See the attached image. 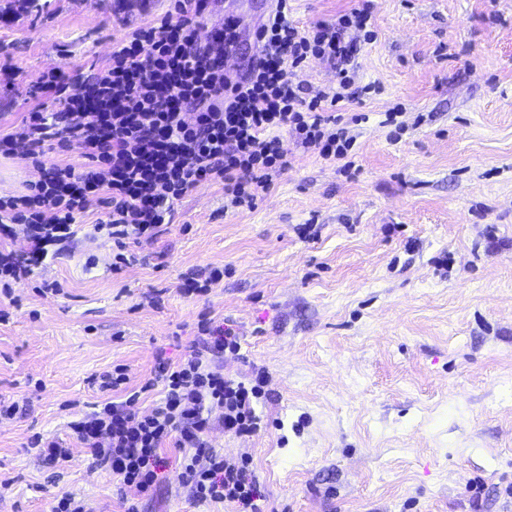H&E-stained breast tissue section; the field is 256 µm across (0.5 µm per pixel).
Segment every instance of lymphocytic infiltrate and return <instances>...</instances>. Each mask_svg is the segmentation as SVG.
Instances as JSON below:
<instances>
[{"label": "lymphocytic infiltrate", "mask_w": 512, "mask_h": 512, "mask_svg": "<svg viewBox=\"0 0 512 512\" xmlns=\"http://www.w3.org/2000/svg\"><path fill=\"white\" fill-rule=\"evenodd\" d=\"M206 7L207 0H171L163 17L128 32L88 75L70 81L53 68L40 76L41 104L0 134V157L27 143L25 157L40 173L22 194L0 198V235L22 224L29 242L23 255L0 249L1 283L27 275L48 246L71 241L96 204L105 213L93 228L111 239L116 272L130 262L129 245L156 239L176 204L200 183L223 184L230 207H254L290 165L282 134L323 159H347L355 138L334 109L362 93L353 62L360 42L375 37L369 7L303 28L290 18L288 0H276L254 32L248 70L238 74L222 63L238 43L233 18L224 20L221 47L196 37L194 21ZM313 58L333 66L334 87L315 91L296 80ZM73 143L83 147L84 163L53 159ZM239 349L232 328L203 321L189 355L175 363L159 358L140 386L130 387L124 367L101 373L94 382L105 398L70 423L72 439L122 489L152 491L163 450L175 448L195 500L263 512L249 459L226 457L204 438L216 425L239 437L259 428L266 370L242 382L216 364ZM157 386L160 400L141 413L143 395Z\"/></svg>", "instance_id": "f902f5d3"}]
</instances>
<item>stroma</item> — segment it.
Listing matches in <instances>:
<instances>
[{
	"label": "stroma",
	"mask_w": 512,
	"mask_h": 512,
	"mask_svg": "<svg viewBox=\"0 0 512 512\" xmlns=\"http://www.w3.org/2000/svg\"><path fill=\"white\" fill-rule=\"evenodd\" d=\"M370 7L377 37L354 60L366 92L340 108L349 172L282 135L291 166L254 209L225 210L223 185H201L122 272L86 229L0 294V400L25 404L0 418V512H49L67 493L122 512L118 481L82 448L58 469L30 441L69 439L101 399L93 375L122 364L136 386L158 358H184L204 314L240 337L225 375L268 372L259 431L206 436L250 458L267 512H512L498 494L512 482V0ZM168 8L0 0V131L35 105L43 71L105 63ZM264 13L237 0L226 70L247 63ZM213 268L205 294L181 293L183 274ZM178 456L166 449L140 512H235L195 501Z\"/></svg>",
	"instance_id": "35a3bbf8"
}]
</instances>
